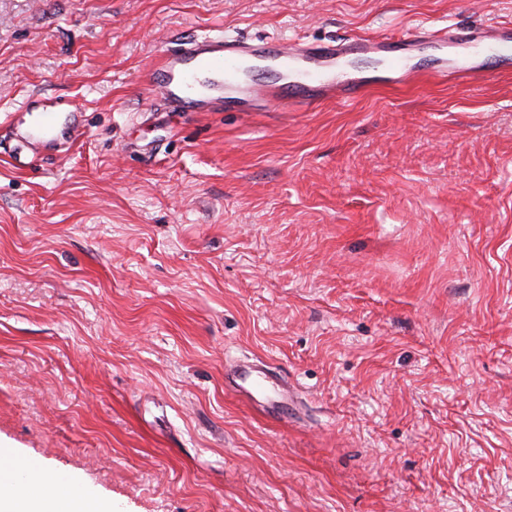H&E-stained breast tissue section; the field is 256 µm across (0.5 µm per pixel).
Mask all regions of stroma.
Segmentation results:
<instances>
[{
	"label": "stroma",
	"instance_id": "stroma-1",
	"mask_svg": "<svg viewBox=\"0 0 512 512\" xmlns=\"http://www.w3.org/2000/svg\"><path fill=\"white\" fill-rule=\"evenodd\" d=\"M490 22L512 0H0V446L113 512H512V71L424 52L281 112L146 83L197 34ZM43 98L82 135L17 162Z\"/></svg>",
	"mask_w": 512,
	"mask_h": 512
}]
</instances>
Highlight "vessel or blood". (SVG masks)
<instances>
[{"label": "vessel or blood", "mask_w": 512, "mask_h": 512, "mask_svg": "<svg viewBox=\"0 0 512 512\" xmlns=\"http://www.w3.org/2000/svg\"><path fill=\"white\" fill-rule=\"evenodd\" d=\"M425 44L436 52V74L485 81L512 67V28L420 27L403 35L353 36L316 43L295 39L237 42L220 36H191L165 51L151 70L148 87L173 108L212 112L224 104L240 112L279 111L283 103L313 107L335 99L349 102L368 86L363 63L384 67L382 80L410 78L411 54ZM74 112L46 104L27 138L51 141L62 131L78 132Z\"/></svg>", "instance_id": "b4317fda"}]
</instances>
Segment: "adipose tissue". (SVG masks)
Wrapping results in <instances>:
<instances>
[{
    "instance_id": "ef3b65f1",
    "label": "adipose tissue",
    "mask_w": 512,
    "mask_h": 512,
    "mask_svg": "<svg viewBox=\"0 0 512 512\" xmlns=\"http://www.w3.org/2000/svg\"><path fill=\"white\" fill-rule=\"evenodd\" d=\"M12 459L11 449L0 450V512H112L66 472H56L54 482L38 491L23 489L13 478Z\"/></svg>"
}]
</instances>
